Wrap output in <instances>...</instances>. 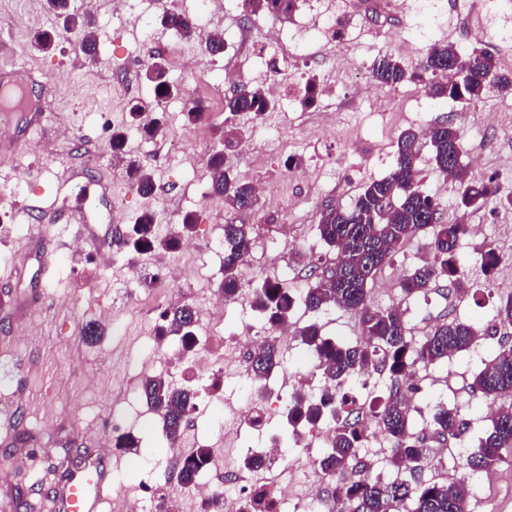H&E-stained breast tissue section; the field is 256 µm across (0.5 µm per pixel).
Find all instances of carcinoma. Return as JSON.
Instances as JSON below:
<instances>
[{"label":"carcinoma","instance_id":"carcinoma-1","mask_svg":"<svg viewBox=\"0 0 512 512\" xmlns=\"http://www.w3.org/2000/svg\"><path fill=\"white\" fill-rule=\"evenodd\" d=\"M49 8L62 21V30L81 36L80 51L95 54L96 35L89 19L70 9L69 0H48ZM247 15L264 11L279 20L291 18L296 0H242ZM161 25L190 40L195 36L193 21L185 14L164 12ZM60 34L44 32L35 41L41 53L54 51ZM460 74L456 81L433 84L435 96L448 97L470 104L479 100L487 86L496 83L512 90V78L498 73L494 57L484 50L473 49L462 57L454 45L443 44L429 50L415 69H408L391 56H384L372 68V77L383 86L393 87L410 81H421L423 75ZM145 79L152 85L154 102L130 109L132 120L144 112H152L160 102L174 96L177 88L169 80L165 59L154 57L145 67ZM270 96L264 81L246 83L224 98V111L230 116L264 111ZM246 138L245 131L227 124L221 132L223 150L209 160L211 194L224 199V207L234 212L250 210L255 201L251 185L238 180L225 166L226 156L237 151ZM425 139L432 147L434 170L443 177L461 173L462 152L459 130L447 123L430 125L420 131L406 130L398 138L396 161L391 172L366 183L354 203L342 208L328 205L320 211L316 224L319 239L334 250L335 269L328 275H317L314 283L300 296H294L280 284L265 280L253 289V307L269 326L287 321L296 302L307 311L318 314L327 308L353 312L367 341L342 344L321 334V327L311 322L300 327L296 336L313 356L323 379L321 391L293 393L284 406L287 428L286 446L296 445L298 430L330 423L335 427L332 444L318 457L320 468L331 481L327 499L331 512H467L471 489L460 480H437L424 476L427 467L425 440L432 436L445 443L460 440L469 422L463 418L458 403H438L432 414L429 432H418L412 410L405 403V393L420 392L409 386L406 374L418 366L431 367L448 362V358L467 353L479 344L482 336L497 339L495 357L482 361V368L470 383L472 392L480 393L495 407L491 425L478 443L459 453L462 465L473 472L485 471L512 453V297L502 301L493 317V325L485 332L465 320L453 319L434 325L427 334L412 336L408 323L394 309L371 306L370 284L376 274L389 264L395 253L411 237L429 231L432 234L431 259L419 263L400 281L404 298L424 296L433 284L460 279L459 248L468 230L456 221H444L438 203L420 186L419 143ZM459 204L481 208L501 200L493 179L460 183ZM134 188L142 196L154 190L151 173L135 169ZM157 213L144 211L132 227V247L136 251H169L177 247L178 238L161 240L155 234ZM252 225H224V278L221 291L232 301L241 292L240 259L252 241ZM474 252L480 266L489 274L497 266L496 249L489 243L476 244ZM162 335L181 336L191 348L189 332L197 322L196 309L187 303L172 306L161 314ZM280 363L276 338L267 340L251 362L252 382L258 390L266 388L272 371ZM382 376L389 382L388 393L377 402L374 417L390 445V462L397 469L391 479L375 472L374 463L361 453L367 442V430L357 415L359 391L354 388L360 377ZM142 395L161 420L162 434L169 442L178 440L187 416L196 401L198 390L174 387L162 376H150L142 384ZM210 462V449L198 448L182 460L181 480L192 484Z\"/></svg>","mask_w":512,"mask_h":512}]
</instances>
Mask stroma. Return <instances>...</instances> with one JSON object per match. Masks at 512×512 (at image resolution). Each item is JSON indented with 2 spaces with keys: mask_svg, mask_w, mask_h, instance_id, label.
<instances>
[{
  "mask_svg": "<svg viewBox=\"0 0 512 512\" xmlns=\"http://www.w3.org/2000/svg\"><path fill=\"white\" fill-rule=\"evenodd\" d=\"M220 9H205L203 0H136L134 9L120 0H96L89 18L97 37V60L87 59L74 36L61 39L55 52L39 53L32 47L36 32L56 28L58 18L47 0H0V64L17 70L39 69L55 88L45 111L10 115V143L0 146V507L7 512H46L54 487L62 475L66 450L98 447L103 419L119 412L139 441L136 458L112 461V485L118 496L130 494L134 465L152 468L161 486H169L166 464L168 443L150 422V409L141 395V382L162 376L183 384L179 367L154 355L153 327L157 299L180 304L191 297L206 309L220 293L223 279L224 224L235 220L252 227L253 258L244 271L246 288L275 279L288 289L309 287L311 266L329 261L333 252L318 238L316 224L323 205L349 207L362 185L387 176L392 170L399 135L436 123H450L462 137L461 163L467 180L497 175L512 158V93L488 86L479 106L490 114L487 123L463 125L461 103L432 97L423 83L380 86L371 67L391 55L417 67L430 45L451 43L460 54L479 48L492 54L501 73L512 75V10L489 20L485 0H433L429 13L409 7L393 9L389 0H316L345 25H353L349 41L329 40L309 31L297 56L282 63L276 79L287 93L261 119L235 117L249 135L228 163L244 182L265 181L279 198L260 196L252 210L238 214L210 194L209 158L220 150L224 126V97L233 87L225 78L235 56L208 54L199 41H182L189 54L172 81L206 109L203 122L189 125L183 115L164 113L166 137L189 142L188 153L176 156L158 151L153 142L127 141L126 157L140 161L158 186L173 189L172 197H144L130 189L122 173L114 171L109 139L113 121L128 122L134 102H148L153 90L140 83L137 96H128L113 81L126 56L134 51L159 52L170 32L160 25V4L185 13L193 22H205L218 33L229 25H244L241 0H223ZM148 17L149 28L133 23V15ZM331 86L303 107L292 96L309 76ZM359 150H349V142ZM431 147L421 142L420 185L433 196L444 220L457 219L460 186L445 182L431 162ZM76 166L74 180L63 179L65 166ZM57 207L84 206L98 230L111 222L135 224L146 209L159 213L161 222L180 226L185 212L196 214L192 237L197 250L182 257L184 288L149 291L130 287L134 270L156 266L162 252L139 254L128 245L98 254L91 246L74 251L73 225H52L42 233L36 217L26 209L34 196ZM431 238L410 239L392 263L375 277L369 291L374 306L399 302V282L430 249ZM58 247L51 276H44L42 253ZM459 261L475 287L484 289L481 303L469 298L447 299L431 292L412 300L414 315L408 325L422 336L446 318L486 326L502 298L512 294V277L501 286L486 288L472 245H464ZM224 356L237 361L248 332L261 324L258 312L235 303L224 305ZM101 326L97 343H87V324ZM496 346L483 341L479 353L460 354L448 363L422 370L417 396L416 424L431 418L430 403L456 397L471 423L464 442L476 444L489 425L487 402L469 385L483 355ZM236 376H227L222 400L211 414L188 417L180 435L183 448L194 449L198 440L220 449V464L237 461L236 449L225 448L224 427L233 423L225 403L236 400ZM439 480L462 479L472 488L468 512H512V461L493 473L472 472L451 465L429 468Z\"/></svg>",
  "mask_w": 512,
  "mask_h": 512,
  "instance_id": "1",
  "label": "stroma"
}]
</instances>
